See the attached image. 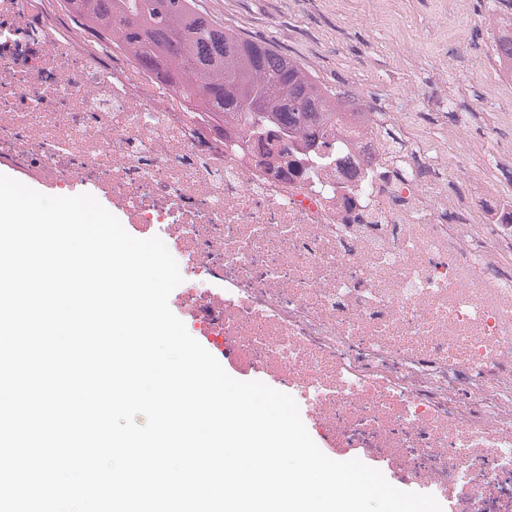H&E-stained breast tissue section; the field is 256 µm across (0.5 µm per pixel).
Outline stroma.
<instances>
[{"label":"stroma","mask_w":512,"mask_h":512,"mask_svg":"<svg viewBox=\"0 0 512 512\" xmlns=\"http://www.w3.org/2000/svg\"><path fill=\"white\" fill-rule=\"evenodd\" d=\"M197 4L220 23L287 53L322 85L388 100L395 84L412 81L429 100L426 107L417 109V124L457 125L512 139V129H496L491 122L492 114L512 100V86L503 83L489 64V35L474 21L485 8L511 21L512 0H469L464 12L453 14L468 52L456 71L447 73L435 64L434 0H403L400 21L422 38V53L417 57L390 51L393 31L369 22L371 0H197ZM448 91L457 99L451 111L440 104Z\"/></svg>","instance_id":"obj_1"}]
</instances>
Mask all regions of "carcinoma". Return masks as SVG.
Instances as JSON below:
<instances>
[{"mask_svg":"<svg viewBox=\"0 0 512 512\" xmlns=\"http://www.w3.org/2000/svg\"><path fill=\"white\" fill-rule=\"evenodd\" d=\"M91 42L115 44L159 83L181 96L216 130H241L252 144L280 133L318 163L329 156L327 128L336 122V93L264 40L227 28L195 0H60ZM267 148V147H265ZM285 158L267 148L265 157Z\"/></svg>","mask_w":512,"mask_h":512,"instance_id":"obj_1","label":"carcinoma"}]
</instances>
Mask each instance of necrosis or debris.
Instances as JSON below:
<instances>
[{
  "label": "necrosis or debris",
  "mask_w": 512,
  "mask_h": 512,
  "mask_svg": "<svg viewBox=\"0 0 512 512\" xmlns=\"http://www.w3.org/2000/svg\"><path fill=\"white\" fill-rule=\"evenodd\" d=\"M44 11L0 0V162L93 185L176 250L186 317L288 389L336 456L377 458L455 512H512V204L493 180L512 140L342 96L333 162L283 176ZM476 179L490 207L448 192Z\"/></svg>",
  "instance_id": "4bbe7bcc"
}]
</instances>
